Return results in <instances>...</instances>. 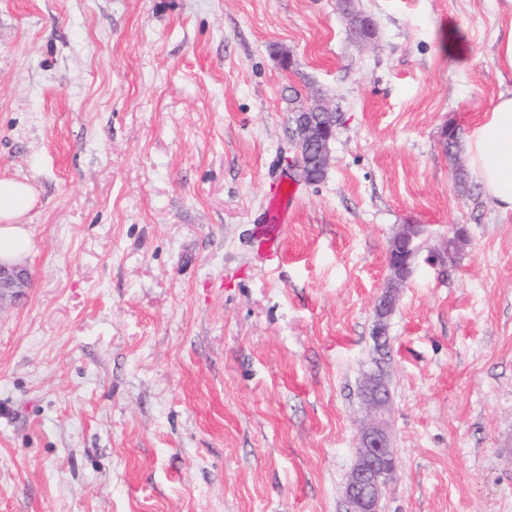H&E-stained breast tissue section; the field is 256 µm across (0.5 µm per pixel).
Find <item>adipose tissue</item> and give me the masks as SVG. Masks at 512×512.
Segmentation results:
<instances>
[{"label":"adipose tissue","mask_w":512,"mask_h":512,"mask_svg":"<svg viewBox=\"0 0 512 512\" xmlns=\"http://www.w3.org/2000/svg\"><path fill=\"white\" fill-rule=\"evenodd\" d=\"M464 152L484 195L502 215L512 214V95L499 96L492 108L468 128ZM28 183L0 179V264L16 266L34 249L22 217L33 207Z\"/></svg>","instance_id":"ef3b65f1"}]
</instances>
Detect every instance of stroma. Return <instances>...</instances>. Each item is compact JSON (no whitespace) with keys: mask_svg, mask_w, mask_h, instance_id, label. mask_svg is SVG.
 Segmentation results:
<instances>
[{"mask_svg":"<svg viewBox=\"0 0 512 512\" xmlns=\"http://www.w3.org/2000/svg\"><path fill=\"white\" fill-rule=\"evenodd\" d=\"M502 7L0 0V178L36 194L29 283L0 302V512H345L378 358L379 512H512V216L443 148L512 94ZM314 103L342 120L311 184L292 115ZM403 224L426 232L381 352ZM506 1L510 18L506 25L499 27L492 43V56L500 77H512V1ZM274 208L270 213L271 223L274 224H264L260 227L262 230V236L264 237L263 242L267 244L270 249L279 250L280 245V237L282 224L288 222V209L290 198L286 191L283 195H276L273 199ZM288 224V223H287Z\"/></svg>","mask_w":512,"mask_h":512,"instance_id":"stroma-1","label":"stroma"}]
</instances>
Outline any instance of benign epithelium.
<instances>
[{
	"label": "benign epithelium",
	"mask_w": 512,
	"mask_h": 512,
	"mask_svg": "<svg viewBox=\"0 0 512 512\" xmlns=\"http://www.w3.org/2000/svg\"><path fill=\"white\" fill-rule=\"evenodd\" d=\"M295 136L300 141L324 142L320 152L324 154V161H329L330 142L334 137V131H329L323 138L310 129H297ZM424 232L421 224H403L391 240V245H400L402 250L388 256L390 275L374 307L378 347L381 349L387 343V319L394 311L397 291L405 285L411 275V260L419 250L418 239ZM464 242V229L455 228L452 235L443 242L444 254L453 257ZM23 287V271L16 267L0 265L1 301L17 296ZM361 396L366 420L360 427L356 461L345 485L346 512H378L381 489L396 469L389 435L390 394L382 368L379 367L365 375Z\"/></svg>",
	"instance_id": "obj_1"
}]
</instances>
